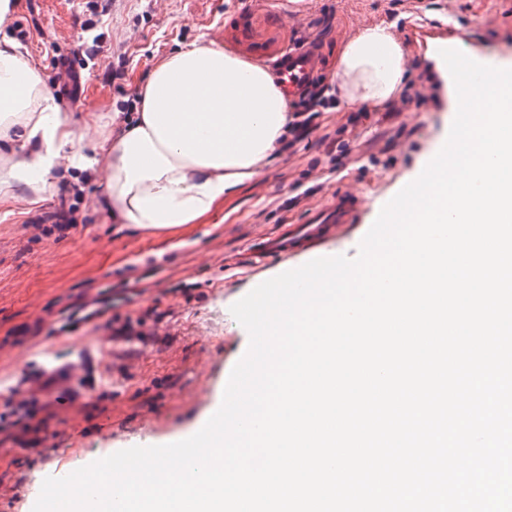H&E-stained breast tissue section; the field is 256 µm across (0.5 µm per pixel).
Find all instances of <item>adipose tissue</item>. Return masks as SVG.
Returning <instances> with one entry per match:
<instances>
[{"mask_svg":"<svg viewBox=\"0 0 512 512\" xmlns=\"http://www.w3.org/2000/svg\"><path fill=\"white\" fill-rule=\"evenodd\" d=\"M406 65L389 26L363 29L340 53L336 94L348 106L385 107ZM288 122L286 96L264 67L200 42L164 58L134 119L118 131L95 124L88 145L35 68L11 41L0 42V139L8 144L0 149V185L25 190L31 204L52 194L60 167H101L112 218L189 224L276 158Z\"/></svg>","mask_w":512,"mask_h":512,"instance_id":"ef3b65f1","label":"adipose tissue"}]
</instances>
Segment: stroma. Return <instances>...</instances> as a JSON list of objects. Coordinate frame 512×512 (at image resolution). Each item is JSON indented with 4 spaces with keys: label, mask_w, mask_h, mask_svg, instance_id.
<instances>
[{
    "label": "stroma",
    "mask_w": 512,
    "mask_h": 512,
    "mask_svg": "<svg viewBox=\"0 0 512 512\" xmlns=\"http://www.w3.org/2000/svg\"><path fill=\"white\" fill-rule=\"evenodd\" d=\"M0 38L33 61L56 102L77 124L121 123L129 94L140 91L167 55L205 41L233 40L238 56L269 66L288 47L316 42L321 82L332 85L345 43L361 29L393 26L404 51L417 48L419 27L448 26L456 47H479L486 58L512 64V7L484 14L478 0H313L294 16L277 0H111L95 13L90 0H13ZM102 36L97 56L80 53ZM79 72L78 98L54 86L51 58ZM431 76L408 62L404 92L421 103L385 118L375 109L357 123L356 108L334 101L308 134L280 152L264 172L225 194L198 223L170 228L119 224L103 199V177L66 178L79 188L77 225H35L55 211L59 193L37 206L0 204V389L38 388L44 371L87 359V386L71 408L42 392L46 443L0 460V512H32L47 475L73 471L133 446L165 445L195 431L217 405L218 392L246 352L249 335L231 306L282 268L248 252L256 238L301 223L333 192H356L368 206L328 255L356 256L385 201L416 179L441 143L446 113L437 110ZM335 139H328V132ZM329 170L323 183L318 171ZM116 313L147 315L142 337L109 340L105 331L67 330L76 304L99 294Z\"/></svg>",
    "instance_id": "stroma-1"
}]
</instances>
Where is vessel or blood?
Instances as JSON below:
<instances>
[{
	"label": "vessel or blood",
	"mask_w": 512,
	"mask_h": 512,
	"mask_svg": "<svg viewBox=\"0 0 512 512\" xmlns=\"http://www.w3.org/2000/svg\"><path fill=\"white\" fill-rule=\"evenodd\" d=\"M423 60L432 66L440 81H448L450 73L440 56L441 50L452 48L453 43L447 30L424 29ZM273 69L289 97H297L312 82L315 72L313 50H288L273 63ZM367 205L364 196L354 193L336 192L329 200L315 209L300 224L285 226L279 233L263 237L257 244L258 255L290 259L307 255L315 259L321 257L326 246L335 243L354 223Z\"/></svg>",
	"instance_id": "vessel-or-blood-1"
}]
</instances>
